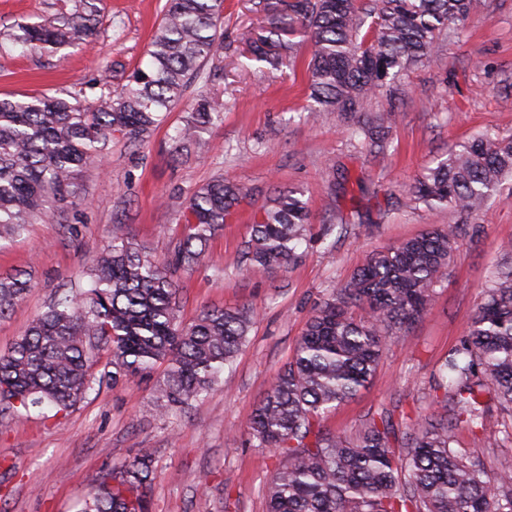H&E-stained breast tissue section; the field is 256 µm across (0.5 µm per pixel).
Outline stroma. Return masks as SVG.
<instances>
[{
  "instance_id": "35a3bbf8",
  "label": "stroma",
  "mask_w": 512,
  "mask_h": 512,
  "mask_svg": "<svg viewBox=\"0 0 512 512\" xmlns=\"http://www.w3.org/2000/svg\"><path fill=\"white\" fill-rule=\"evenodd\" d=\"M259 2L224 0L221 49L162 123L143 143L112 140L102 161L78 175L76 205L0 244V277L22 271L30 280L25 298L0 319L1 354L58 296L87 287L92 259L111 242L114 225L166 256L192 193L216 177L234 179L244 198L209 240L202 262L176 279L184 322L206 308L253 309L246 345L215 390L182 411H154L160 366L148 377L104 382L68 411L36 406L0 420V512H77L97 481L119 476L143 453L155 465L144 490L149 512H267L264 489L280 459L245 444L246 423L291 358L314 307L370 253L428 225L459 223L454 211L410 206L408 185L474 135H512V0H489L465 32L441 42L432 61L409 68L400 119L382 154L353 146L336 113L307 112L309 42L299 44L291 69L249 60L242 35L265 25ZM165 4L97 0L92 42L56 54L0 46V98L80 90L92 100L121 88L134 68L146 65ZM60 10L59 0H0V30ZM203 91L225 104L223 122L205 133L214 147L172 164L171 136ZM277 187L304 191L312 233L339 214L353 222L289 269L258 276L243 269L241 256L254 213ZM471 222L480 231L460 238L425 317L388 340L369 385L323 417L324 431L354 435L366 416L382 411L440 412L432 376L465 336L485 284L512 250V197L491 201ZM455 447L479 453L488 473L512 469V418L490 409L481 427L458 428Z\"/></svg>"
}]
</instances>
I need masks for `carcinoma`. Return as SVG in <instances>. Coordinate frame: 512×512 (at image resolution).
<instances>
[{
  "label": "carcinoma",
  "instance_id": "carcinoma-1",
  "mask_svg": "<svg viewBox=\"0 0 512 512\" xmlns=\"http://www.w3.org/2000/svg\"><path fill=\"white\" fill-rule=\"evenodd\" d=\"M70 2L54 17L18 26L9 40L53 53L90 43L97 9L90 0ZM278 5L266 3L267 26L244 35L253 58L289 68L294 36L307 33L309 111L352 114L394 87L409 67L431 60L441 37L458 33L486 0H297L286 12ZM223 15L224 0H168L148 46L149 64L94 101L81 90L0 99V241L53 217L75 197L77 176L104 156L112 139L144 141L181 100L189 77L216 55ZM223 112L216 96H199L172 136L171 161L188 146L209 150L203 133ZM398 118L392 106L357 120L347 133L381 152L384 130ZM509 182L512 136L485 133L449 149L408 186L407 197L466 221ZM241 195L240 184L222 177L196 189L166 259L116 225L93 260L90 287L54 301L0 354V414L75 407L94 388L89 368L101 350L112 366L106 378L114 381L166 364L155 389L161 410L188 406L211 390L246 343L252 315L245 308H207L185 324L174 277L200 263ZM463 232L462 224H432L372 253L316 306L291 360L246 425V443L284 460L265 490L267 512H512V471L490 476L480 457L454 447L459 425L481 426L491 407L512 415V251L486 284L466 335L437 370L434 390L442 392L443 412L397 422L372 415L352 437L330 435L320 424L323 414L366 388L387 340L422 320ZM310 243L303 193L279 189L255 215L242 263L256 274L282 271ZM29 288L20 275L0 279V318ZM153 475L150 455L134 458L118 480L96 483L80 512H148L142 490Z\"/></svg>",
  "mask_w": 512,
  "mask_h": 512
}]
</instances>
